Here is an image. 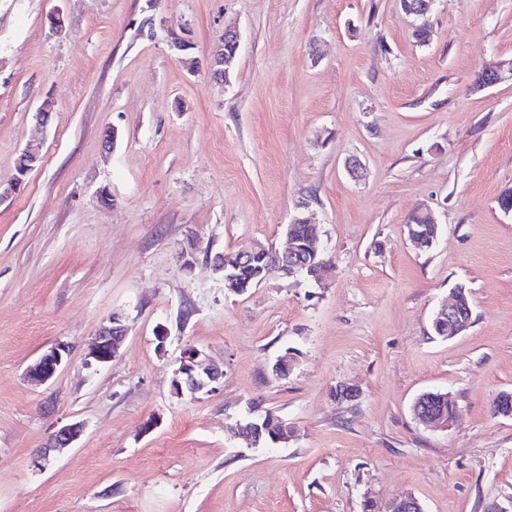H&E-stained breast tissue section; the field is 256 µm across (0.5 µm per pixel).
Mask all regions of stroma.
<instances>
[{
	"mask_svg": "<svg viewBox=\"0 0 512 512\" xmlns=\"http://www.w3.org/2000/svg\"><path fill=\"white\" fill-rule=\"evenodd\" d=\"M428 21L422 45L401 0H0V184L42 142L0 202V512H363L404 495L512 512V417L490 410L512 391V81L472 88L512 58V0H437ZM228 26L230 83L188 72L172 34L203 60ZM301 201L326 286L225 291L209 255L284 248ZM422 204L441 228L425 253L405 231ZM458 286L471 324L442 340L432 315ZM115 312L119 354L87 364ZM59 343V371L31 385ZM189 346L223 370L216 391L175 394ZM426 391L451 395L456 426L414 420ZM251 406L288 442L234 438ZM72 421L80 439L34 469ZM68 351V346L64 344H58L52 347L27 368V378L39 384L49 382L55 377L61 366L63 354H67ZM260 420L265 421L264 424L268 422L267 425H264L267 430L262 429L261 431V437L260 442L258 444V447H269V446H275L286 442H280L283 440H286L288 438V435L290 437L291 430L288 427V435L285 437H278L277 441L279 443L274 442V439L277 435H281L283 433V423H285L286 426H288V423L278 418L276 415H274L272 412L265 411L264 416L260 418ZM276 432V433H275Z\"/></svg>",
	"mask_w": 512,
	"mask_h": 512,
	"instance_id": "obj_1",
	"label": "stroma"
}]
</instances>
